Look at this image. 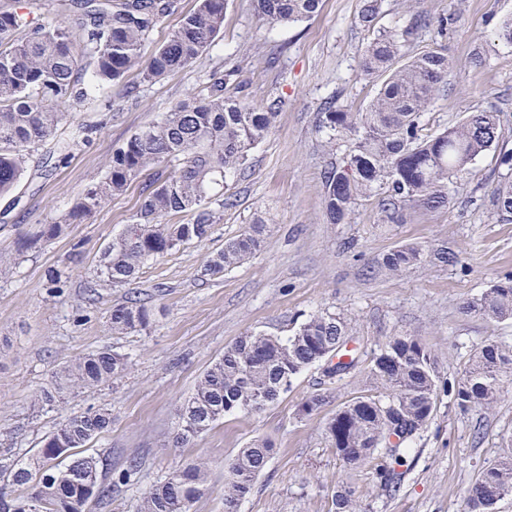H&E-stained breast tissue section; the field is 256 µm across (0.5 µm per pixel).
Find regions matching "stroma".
Listing matches in <instances>:
<instances>
[{"label":"stroma","instance_id":"35a3bbf8","mask_svg":"<svg viewBox=\"0 0 512 512\" xmlns=\"http://www.w3.org/2000/svg\"><path fill=\"white\" fill-rule=\"evenodd\" d=\"M399 3L381 0L380 26H412L415 15L426 16L428 26L415 28L406 53L438 47L453 63L445 91L426 114V132L494 109L502 115L501 150L512 149V46L497 37L499 24L512 17V0H463V16L454 23L447 20L451 0H416L412 14ZM361 7L362 0H322L310 19L269 26L258 21L251 0H228L223 29L187 68L151 81L133 69L101 88L91 81V66L81 64L86 97L71 103L70 118L26 155L16 188L0 196V454L30 460L68 415L106 407L112 426L87 452L106 458L109 481L130 460L139 468L110 502H90L88 512H137L151 487L190 463L208 470V491L191 512H224L227 467L239 448L258 438L272 441L276 452L239 512H331V496L342 485L352 488L362 512H461L478 471L512 443V383L490 410L463 413L441 397L436 416L397 466L400 480L390 493L380 487L373 463L351 469L325 435L339 408L376 395L369 370L393 337L419 339L443 382L458 380L485 342L512 346V320L466 310L512 274V219L491 206L505 172L501 151L482 155L474 176L450 184L444 208H412L390 223L375 194L359 203L349 223L325 219L322 173L331 156H344L345 146L328 154L322 108L332 100L340 109H366L378 87L357 66L369 38L358 23ZM476 53L478 65L471 62ZM214 73L250 104L279 105L246 170L227 179L224 192L233 206L204 241L148 260L133 283H103L96 304H87L85 289L104 249L132 223L145 183L165 179L167 170L139 175L56 239L41 241L40 231L104 177L115 150L202 94ZM259 218L267 225L261 249L223 275H207L208 261L225 241ZM23 239L32 245L22 252ZM405 244L422 246L425 261L398 274L382 269L383 257ZM441 247L453 262L435 258ZM54 271L62 274L57 289L49 282ZM133 294L151 308V326L112 334L110 309ZM324 309L351 324L353 370L330 378L323 366L307 368L263 409L226 415L192 443L172 445L179 406L227 347L250 333L291 336ZM105 348L127 356L121 378L93 389L67 388L62 407H37L40 390L60 383L71 361ZM314 396L322 405L304 414L303 404Z\"/></svg>","mask_w":512,"mask_h":512}]
</instances>
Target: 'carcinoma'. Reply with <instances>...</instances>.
I'll use <instances>...</instances> for the list:
<instances>
[{"mask_svg": "<svg viewBox=\"0 0 512 512\" xmlns=\"http://www.w3.org/2000/svg\"><path fill=\"white\" fill-rule=\"evenodd\" d=\"M228 0H197L170 39L145 55V41L171 12L174 0H80L81 33L70 31L52 13L28 21L13 10L0 11V196L10 193L22 175L23 156L46 143L68 116L62 107L84 96L76 83L79 57L93 63L100 84L121 78L133 67H144L152 80L192 65L224 26ZM259 21L284 25L309 19L320 0H253ZM379 0H365L360 24L372 37L360 49L358 67L381 79L364 112L338 110L330 102L322 127L330 131L328 147L336 151V136L349 134L346 157L323 172L328 223L345 224L359 200L379 191L381 208L395 221L406 208L435 209L448 204V184L467 179L479 156L500 145V113L483 110L460 124L424 136L422 119L442 89L448 56L428 48L403 59L412 29L376 27ZM25 27L26 37L14 33ZM277 116L276 104L256 107L224 89V79L212 78L206 94L182 102L145 127L112 154L104 179L87 188L65 217L47 224L40 238L51 240L64 226L82 222L108 198L122 194L146 168H171L166 181L144 198L133 223L112 238L100 260V274L109 282L131 283L145 263L175 248L201 242L224 206L211 194L227 176L248 163ZM492 205L512 215V175L494 192ZM185 213L186 222L164 224L163 217ZM262 226L224 243L205 272L215 276L258 251ZM425 250L404 245L382 265L398 273L424 261ZM469 310L494 320L512 319V276L486 289ZM151 308L138 298L112 307L108 317L114 334L143 331L151 323ZM349 335L348 321L327 310L309 316L289 337L257 333L240 337L204 373L192 395L180 406L173 443L185 445L206 432L224 415L256 411L277 400L306 368L339 353ZM127 357L109 349L88 353L65 369L78 388L96 387L119 378ZM370 374L385 390L381 397H359L336 411L326 423L330 447L351 468L377 460L376 474L386 491L396 486L391 464L403 462L408 446L419 438L437 412L440 387L431 352L412 336H396L372 360ZM512 375V350L489 342L477 348L459 379L446 392L462 412L473 405L495 407L504 378ZM112 425V410L89 409L67 416L43 440L39 456L30 462L0 458V512H86L91 498L112 499L116 483L102 479L107 462L78 452ZM274 446L257 439L239 449L228 467L224 512H238L257 476L267 467ZM203 464L185 467V479L167 480L143 496L138 512H190L208 490ZM512 493V448L483 468L464 496L463 512H496L498 501ZM334 512H358L353 492L342 487L333 496Z\"/></svg>", "mask_w": 512, "mask_h": 512, "instance_id": "1", "label": "carcinoma"}]
</instances>
